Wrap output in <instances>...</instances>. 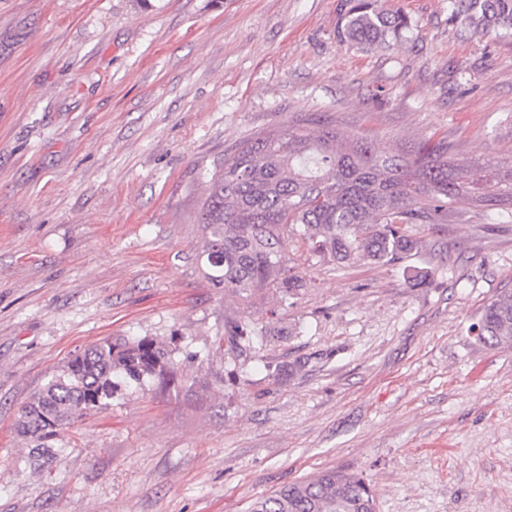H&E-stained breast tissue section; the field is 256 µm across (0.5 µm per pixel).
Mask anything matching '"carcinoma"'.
<instances>
[{
  "mask_svg": "<svg viewBox=\"0 0 512 512\" xmlns=\"http://www.w3.org/2000/svg\"><path fill=\"white\" fill-rule=\"evenodd\" d=\"M448 19L479 34L512 36V0H447ZM336 26L340 42L361 50L407 40L411 29L400 11L386 12L377 0H345ZM512 200V168L488 174L448 155V143L429 138L395 153L364 135H345L327 124L316 133L300 127L269 132L224 154L219 174L199 212L205 231V276L249 303L275 290L294 295L303 278L288 269V239H301L312 254L342 266L392 264L419 251L413 225L448 223L459 200L483 205ZM478 339L512 348V289L483 309ZM263 330L224 321L225 351L246 349ZM173 349L154 338L108 337L76 354L22 407L17 430L34 447L58 438L44 432L46 418L72 427L100 410L122 388L148 383L174 387L182 380ZM375 502L365 479L326 469L253 501L249 512H359Z\"/></svg>",
  "mask_w": 512,
  "mask_h": 512,
  "instance_id": "cac0c4a2",
  "label": "carcinoma"
}]
</instances>
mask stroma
Segmentation results:
<instances>
[{
    "instance_id": "stroma-1",
    "label": "stroma",
    "mask_w": 512,
    "mask_h": 512,
    "mask_svg": "<svg viewBox=\"0 0 512 512\" xmlns=\"http://www.w3.org/2000/svg\"><path fill=\"white\" fill-rule=\"evenodd\" d=\"M378 4L411 30L363 51L336 38L343 0H0V512H248L329 468L377 512H512V350L471 330L512 288L511 205L459 202L391 265L293 240L306 286L285 300L204 275L208 180L259 134L328 122L512 159V38L444 0ZM228 316L267 341L218 351ZM108 336L173 341L182 384L33 455L22 406Z\"/></svg>"
}]
</instances>
